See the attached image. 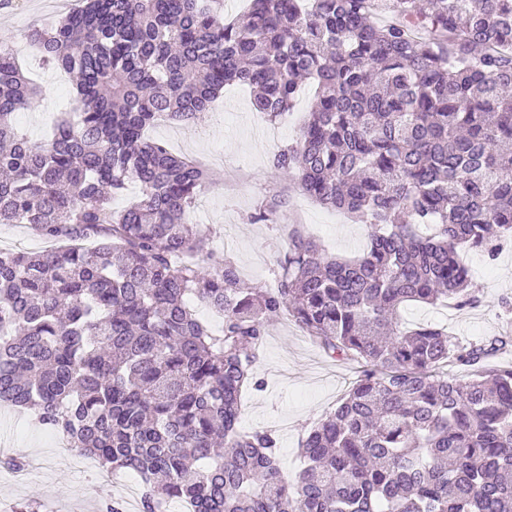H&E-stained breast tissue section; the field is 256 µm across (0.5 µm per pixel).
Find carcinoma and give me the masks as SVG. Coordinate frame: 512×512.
<instances>
[{
    "instance_id": "1",
    "label": "carcinoma",
    "mask_w": 512,
    "mask_h": 512,
    "mask_svg": "<svg viewBox=\"0 0 512 512\" xmlns=\"http://www.w3.org/2000/svg\"><path fill=\"white\" fill-rule=\"evenodd\" d=\"M250 2L227 23L220 0H81L33 29L75 79L41 143L13 123L39 92L0 43V224L59 244L0 250V404L136 474L140 512H512V367L488 363L507 341L398 318L408 301L471 304L460 251L512 240V0ZM305 82L300 140L271 165L369 225V245L341 262L294 229L277 287L254 288L205 263L189 209L209 170L146 130L194 120L231 83L275 122ZM130 181L141 196L113 209ZM283 313L364 363L291 484L275 432L239 427L265 320Z\"/></svg>"
}]
</instances>
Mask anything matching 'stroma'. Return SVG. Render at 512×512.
<instances>
[{"label": "stroma", "mask_w": 512, "mask_h": 512, "mask_svg": "<svg viewBox=\"0 0 512 512\" xmlns=\"http://www.w3.org/2000/svg\"><path fill=\"white\" fill-rule=\"evenodd\" d=\"M56 2L12 0L9 7H0V37L42 88L36 104L15 117L17 128L34 142L46 137L73 97L69 79L47 66L27 38L32 27L59 18ZM312 99L311 86L303 85L294 108L278 120L276 133L269 134L260 129V114L248 90L233 85L194 123L163 120L148 131L174 154L206 162L213 182L197 195L190 218L207 228L216 259L231 260L241 277L258 288L272 286L279 277V263L288 252L283 225L302 224L328 253L339 257H356L366 247L365 224L313 202L271 169L272 155L297 142ZM275 195L286 199V207L270 221L253 222V214ZM461 257L470 270L474 305L461 310L409 303L399 310L402 324L443 326L463 343L512 336V245L493 259L476 250L462 251ZM255 375L264 387L243 392L240 425L276 430L282 471L294 477L302 465V437L334 411L355 381L357 367L329 358L293 320L279 316L269 323ZM0 438L29 463L22 473L0 467V512H13L30 500L36 501L37 512H103L106 504L128 497L125 487L96 460L66 448L29 415L0 407Z\"/></svg>", "instance_id": "35a3bbf8"}]
</instances>
